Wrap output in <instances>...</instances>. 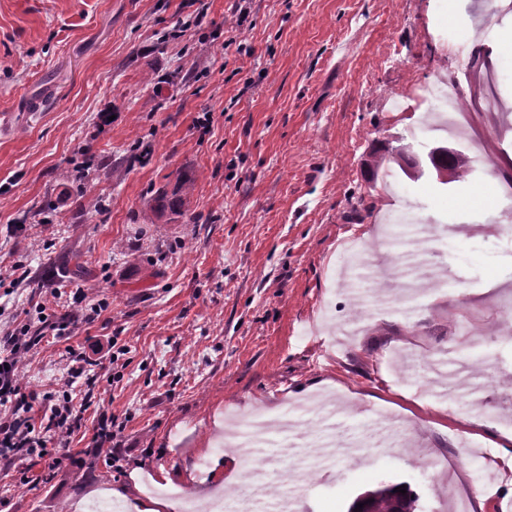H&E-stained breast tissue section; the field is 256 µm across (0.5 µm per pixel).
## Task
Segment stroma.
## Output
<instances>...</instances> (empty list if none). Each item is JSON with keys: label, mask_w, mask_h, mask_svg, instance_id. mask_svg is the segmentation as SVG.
<instances>
[{"label": "stroma", "mask_w": 512, "mask_h": 512, "mask_svg": "<svg viewBox=\"0 0 512 512\" xmlns=\"http://www.w3.org/2000/svg\"><path fill=\"white\" fill-rule=\"evenodd\" d=\"M442 0H0V329L27 319L54 285L106 300L93 323L45 340L23 358L27 389L70 390L82 427L68 440L74 464L49 476L21 453L0 462V512H125L156 498L169 512H236L239 487L199 506L224 448L209 444L215 417L288 413L295 394L335 393L349 413L302 411V426L266 447V479L304 512H348L381 482L410 486L420 512H443L445 496L468 512H507L512 470L483 483L482 464H461L463 437L440 398L400 385L387 367L399 349L444 360L474 377L465 334L492 335L512 321V230L483 212L452 210L467 187L512 157V82L499 78L498 109L480 114L452 144L476 161L468 186L406 181L387 198L368 161L387 136L421 155L436 143L416 87L459 75L448 46L453 25ZM404 103L395 111L385 91ZM184 178L193 190L181 214L154 215L159 189ZM364 197L368 211L354 214ZM413 213L451 227L483 258L454 272L447 246L423 253L419 294L405 286L409 233L379 260L355 263L353 289L330 268L337 243L378 234L381 215ZM80 255L83 274L67 272ZM503 288L459 295L487 271ZM29 280L13 285L19 272ZM438 297L425 295L432 274ZM470 320H463L462 312ZM128 348L109 373L73 378L77 354L95 339ZM122 425L124 471L109 448L90 445L99 412ZM394 418L392 447L348 466L312 451L321 441L373 447L372 419ZM301 453L315 486L283 470ZM433 458L434 472L420 468ZM189 469L192 484L158 474ZM28 485H21V478ZM126 490L127 503L113 497Z\"/></svg>", "instance_id": "stroma-1"}]
</instances>
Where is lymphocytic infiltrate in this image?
<instances>
[{
	"label": "lymphocytic infiltrate",
	"mask_w": 512,
	"mask_h": 512,
	"mask_svg": "<svg viewBox=\"0 0 512 512\" xmlns=\"http://www.w3.org/2000/svg\"><path fill=\"white\" fill-rule=\"evenodd\" d=\"M35 312L36 323H18L0 335V460H11L23 450L43 459L53 472L60 469L61 449L77 425L72 398L27 391L19 366L44 337L67 335L74 317L43 302Z\"/></svg>",
	"instance_id": "f902f5d3"
}]
</instances>
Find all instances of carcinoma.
<instances>
[{
    "label": "carcinoma",
    "mask_w": 512,
    "mask_h": 512,
    "mask_svg": "<svg viewBox=\"0 0 512 512\" xmlns=\"http://www.w3.org/2000/svg\"><path fill=\"white\" fill-rule=\"evenodd\" d=\"M391 163L397 165L408 179H420L428 174L438 179L441 185L461 184L467 181L472 169L471 160L466 153L456 147L440 143L432 150L429 159L413 165L409 161L407 147L400 139L385 141L382 148L371 155L369 167L377 173L382 169L389 170ZM192 189L193 184L187 181L180 182L175 200L168 204L164 203L167 192H159L154 198V209L161 214L166 208L176 214L182 212ZM400 488V483H381L360 493V496L368 501L367 512H417L418 497L410 490L402 494L398 492Z\"/></svg>",
    "instance_id": "1"
}]
</instances>
